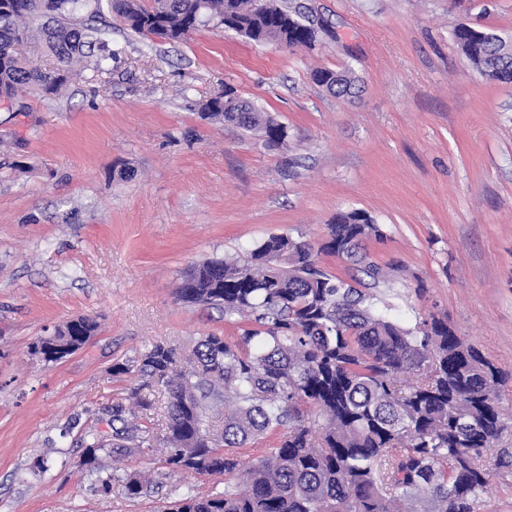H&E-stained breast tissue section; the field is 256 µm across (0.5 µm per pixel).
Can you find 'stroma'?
<instances>
[{"label": "stroma", "mask_w": 512, "mask_h": 512, "mask_svg": "<svg viewBox=\"0 0 512 512\" xmlns=\"http://www.w3.org/2000/svg\"><path fill=\"white\" fill-rule=\"evenodd\" d=\"M324 26L313 47L259 44L216 22L182 41L136 34L104 13L113 59L73 62L53 95L22 89L0 108V512H158L223 478L163 468L162 448L100 454L139 474L95 492L88 431L108 430L136 373L114 363L153 344L197 363L206 335L236 342V321L176 291L185 272L272 234L319 243L336 214L368 212L382 238L366 253L388 276L379 309L407 327L435 314L507 373L512 416V84L484 79L460 51L465 24L512 42V0H277ZM351 69L356 95L311 78ZM288 128L282 148L202 115L225 87ZM424 296H417V286ZM100 324L58 362L33 355L64 322ZM512 446L487 449L474 512H512ZM46 460V470L36 463Z\"/></svg>", "instance_id": "1"}]
</instances>
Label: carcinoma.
<instances>
[{
	"instance_id": "obj_1",
	"label": "carcinoma",
	"mask_w": 512,
	"mask_h": 512,
	"mask_svg": "<svg viewBox=\"0 0 512 512\" xmlns=\"http://www.w3.org/2000/svg\"><path fill=\"white\" fill-rule=\"evenodd\" d=\"M109 8L130 30L180 41L203 23L236 17L239 33L257 43L310 46L313 31L299 12L275 0H0V96L23 87L57 91L75 60L114 55L77 16ZM59 62L42 69L20 53L34 35ZM462 54L482 76L512 82V43L495 33L455 30ZM313 81L341 97L353 78L317 70ZM205 114L256 131L267 146L288 138L287 127L251 102L226 91L204 104ZM382 236L362 210L340 213L321 245L273 234L242 255L197 265L177 290L187 305L224 311L247 322L239 339L202 337L194 355L200 371L175 372L177 349L156 344L137 367L143 384L131 398L143 410L154 394L166 396L163 467L194 477L233 476L224 491L189 495L161 512H473L489 482L486 448L507 430L495 390L505 373L475 345L433 314L407 328L379 311L373 297L319 265L332 254L362 266L379 282L365 242ZM100 324L80 316L57 328L45 361L81 348ZM224 383L219 391L215 383ZM226 401L224 444L242 448L284 429L271 455L251 464L226 455L211 440L208 412ZM112 440L88 434L83 457L121 456L130 446L152 448L153 430L128 423L125 407L112 408Z\"/></svg>"
}]
</instances>
